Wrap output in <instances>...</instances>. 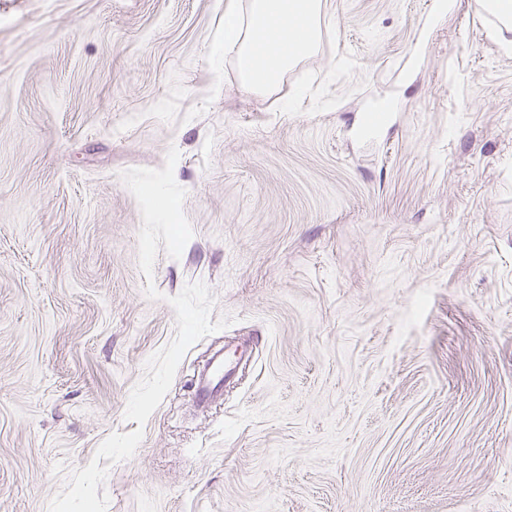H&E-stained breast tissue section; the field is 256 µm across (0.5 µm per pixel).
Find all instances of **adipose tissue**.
<instances>
[{
  "mask_svg": "<svg viewBox=\"0 0 512 512\" xmlns=\"http://www.w3.org/2000/svg\"><path fill=\"white\" fill-rule=\"evenodd\" d=\"M323 0H238L224 7V49L234 53L244 83L276 88L288 70L312 52L320 37Z\"/></svg>",
  "mask_w": 512,
  "mask_h": 512,
  "instance_id": "adipose-tissue-1",
  "label": "adipose tissue"
}]
</instances>
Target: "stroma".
<instances>
[{"label":"stroma","instance_id":"stroma-1","mask_svg":"<svg viewBox=\"0 0 512 512\" xmlns=\"http://www.w3.org/2000/svg\"><path fill=\"white\" fill-rule=\"evenodd\" d=\"M225 2L0 0V512H50L138 428L196 282L233 322L185 352L106 512H512V47L481 0L434 26L435 0H326L258 93ZM370 103L396 107L372 141ZM172 147L193 236L148 280L120 174ZM234 371L235 366L227 363L224 357V348L213 350L203 369L193 375V396L196 403L206 407L214 402Z\"/></svg>","mask_w":512,"mask_h":512}]
</instances>
